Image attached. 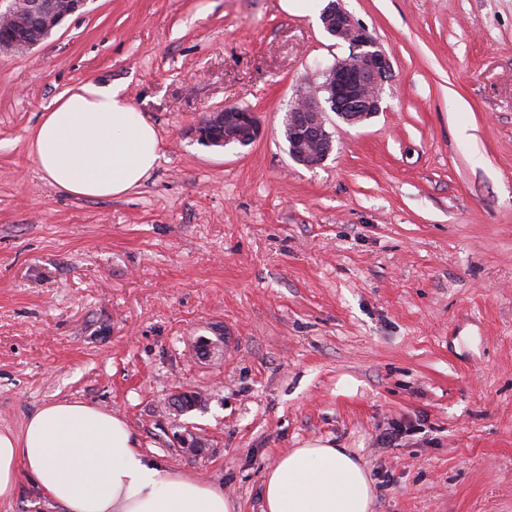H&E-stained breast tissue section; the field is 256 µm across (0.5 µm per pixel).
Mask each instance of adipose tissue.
<instances>
[{
	"label": "adipose tissue",
	"instance_id": "adipose-tissue-1",
	"mask_svg": "<svg viewBox=\"0 0 512 512\" xmlns=\"http://www.w3.org/2000/svg\"><path fill=\"white\" fill-rule=\"evenodd\" d=\"M156 129L120 83L67 89L36 129L35 162L59 190L80 199L119 197L159 160ZM33 476L65 512H234L223 489L168 474L137 445L127 423L80 401L47 404L21 431H0V500ZM265 512H372L365 466L322 441L280 456L263 477Z\"/></svg>",
	"mask_w": 512,
	"mask_h": 512
}]
</instances>
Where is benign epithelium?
I'll use <instances>...</instances> for the list:
<instances>
[{"instance_id":"obj_1","label":"benign epithelium","mask_w":512,"mask_h":512,"mask_svg":"<svg viewBox=\"0 0 512 512\" xmlns=\"http://www.w3.org/2000/svg\"><path fill=\"white\" fill-rule=\"evenodd\" d=\"M87 0H10L0 11V25L12 37L0 42L1 55H14L39 45L67 18L79 13ZM325 31L345 42L353 53L337 61L323 73L325 103L316 94L303 92L289 109L286 130L288 154L298 164L314 168L332 151V135L326 128V112L343 122L357 125L381 109V92L391 72L388 55L379 49L368 30L348 12L342 0H329L320 16ZM197 140L207 146H246L260 134L255 112L224 105L206 113L194 129Z\"/></svg>"}]
</instances>
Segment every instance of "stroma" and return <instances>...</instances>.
Wrapping results in <instances>:
<instances>
[{
    "label": "stroma",
    "mask_w": 512,
    "mask_h": 512,
    "mask_svg": "<svg viewBox=\"0 0 512 512\" xmlns=\"http://www.w3.org/2000/svg\"><path fill=\"white\" fill-rule=\"evenodd\" d=\"M343 5L392 71L375 116L328 114L315 168L284 117L350 48L279 0H88L0 55V429L95 405L237 512H263L266 467L313 440L360 458L373 512H512V0ZM91 80L126 85L158 135L120 198L64 194L31 151ZM222 105L260 137L202 145Z\"/></svg>",
    "instance_id": "1"
}]
</instances>
